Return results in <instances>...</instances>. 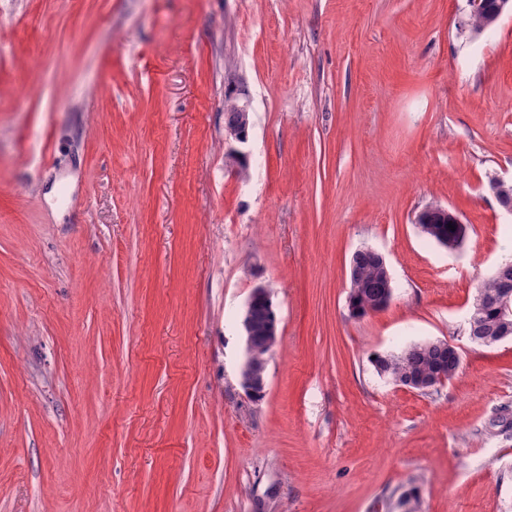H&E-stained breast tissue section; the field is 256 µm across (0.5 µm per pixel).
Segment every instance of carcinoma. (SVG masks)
Wrapping results in <instances>:
<instances>
[{
	"label": "carcinoma",
	"instance_id": "cac0c4a2",
	"mask_svg": "<svg viewBox=\"0 0 512 512\" xmlns=\"http://www.w3.org/2000/svg\"><path fill=\"white\" fill-rule=\"evenodd\" d=\"M505 271L495 272L484 280L477 288L483 296L485 308L478 317V328L488 336H494L502 331L512 332V323L506 325L499 318L495 299L504 291L502 279L512 277V262L501 264ZM385 292L384 272L379 263L368 256L358 261L356 276L350 280L349 297L357 308V316L363 317L370 311L382 310L381 303ZM461 356H451L444 346V341H428L409 346L398 353L377 355L373 364L378 373L392 381L406 373L424 375L436 371L440 367L447 369L452 377L458 370Z\"/></svg>",
	"mask_w": 512,
	"mask_h": 512
}]
</instances>
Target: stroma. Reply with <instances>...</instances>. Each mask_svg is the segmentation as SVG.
<instances>
[{
	"label": "stroma",
	"mask_w": 512,
	"mask_h": 512,
	"mask_svg": "<svg viewBox=\"0 0 512 512\" xmlns=\"http://www.w3.org/2000/svg\"><path fill=\"white\" fill-rule=\"evenodd\" d=\"M468 0H0V512H512V16ZM246 104L248 178L225 166ZM467 226L423 237L427 204ZM387 308L353 317V252ZM279 318L266 392L241 313ZM456 346L437 392L371 360ZM446 217H448V223L455 227V231H452L448 227V232L446 234H441L439 236V240L437 241L436 235L427 233L424 234L427 238L436 241L439 244L448 247L449 250H455L462 244V239L464 235V225L459 217L452 213L451 211L443 208ZM448 223L446 224L448 226ZM500 267L506 268L502 273L499 269L486 280H484L477 288V293L483 296L485 308L478 317V328L487 336H495L502 331H510L512 336V321L510 324H502L499 318L495 299L506 289L501 283L503 277H512V262H505ZM512 282V279H511ZM268 302L269 310L271 312V317L266 320V336L267 340L265 346L267 348V353L265 355V350L263 349L262 344L258 341L256 343L258 352L257 356L264 357L265 362L262 367L258 366L256 363L253 350L255 346L252 325L254 321V313L257 306L264 302ZM242 325L245 331L246 336V347H245V359L243 361L241 371H240V384L245 391L246 394L253 397L254 393L257 394V397L260 398L265 392L266 387V370H267V362L268 355L271 353L274 345L277 341L278 336V316L273 306V302L270 297V293L268 289L263 285H258L252 289L248 300L246 301L243 317H242Z\"/></svg>",
	"instance_id": "1"
}]
</instances>
